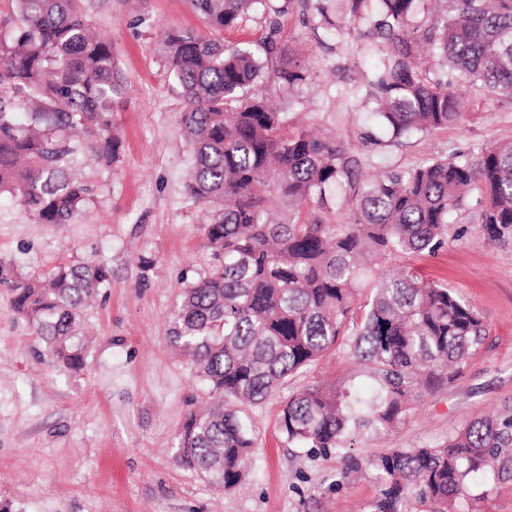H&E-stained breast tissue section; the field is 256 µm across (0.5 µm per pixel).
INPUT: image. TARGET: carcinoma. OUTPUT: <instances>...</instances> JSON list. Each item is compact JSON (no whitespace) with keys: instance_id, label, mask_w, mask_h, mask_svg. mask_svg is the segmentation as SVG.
Segmentation results:
<instances>
[{"instance_id":"cac0c4a2","label":"carcinoma","mask_w":512,"mask_h":512,"mask_svg":"<svg viewBox=\"0 0 512 512\" xmlns=\"http://www.w3.org/2000/svg\"><path fill=\"white\" fill-rule=\"evenodd\" d=\"M0 16V195L40 224H70L92 200L79 174L87 154L105 167L121 155L112 122V42L91 32L85 0H13ZM320 21L354 34L379 61L352 89L372 105L393 142L460 125L462 92L474 109L512 98V0H341ZM210 34L173 30L167 65L180 89V121L191 148L189 198L209 206L207 271L186 284L170 343L194 359L215 403L188 414L176 462L226 490L246 477L261 403L288 377L344 347L357 369L339 384L288 399L279 427L288 445L346 456L364 433L404 425L412 400L460 376L482 346L483 318L448 287L404 266L373 280L369 267L406 253L435 254L465 214L489 241L512 245V141L450 152L363 177L351 145L288 127L257 90L263 76L293 92L309 75L276 37L258 49L224 42L265 0H188ZM437 69L456 75L448 84ZM478 207H471L473 195ZM276 196L288 212L275 218ZM110 279L100 263L61 264L43 281L13 284L15 313L51 358L84 366L77 342L92 297ZM512 461V412L488 416L423 448H394L371 462L381 489L368 512H453L477 481H496Z\"/></svg>"}]
</instances>
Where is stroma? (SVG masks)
Listing matches in <instances>:
<instances>
[{"label": "stroma", "instance_id": "35a3bbf8", "mask_svg": "<svg viewBox=\"0 0 512 512\" xmlns=\"http://www.w3.org/2000/svg\"><path fill=\"white\" fill-rule=\"evenodd\" d=\"M268 4L281 9V40L311 75L291 93L260 84L289 126L339 137L373 155L379 168L512 140V102L498 99L463 125L367 143L370 110L343 92L370 73L373 49L355 35L337 37L298 5ZM87 9L117 61L123 92L112 111L123 150L114 167L86 168L93 200L74 223H36L15 199L0 197V503L10 512H366L380 491L373 472H346L333 455L307 457L279 429L290 396L352 371L341 347L254 407L256 441L241 486L224 489L176 464L186 416L208 401L209 390L168 341V329L180 289L207 270L210 253L206 211L186 193L191 151L163 33L204 26L187 0H88ZM450 230L439 253L405 254L393 264L462 296L489 333L460 377L415 399L405 426L360 435L351 450L359 463L436 444L512 410V246L490 242L481 224L465 219ZM91 260L104 262L111 279L84 312L86 362L73 373L51 361L13 312L11 283ZM462 512H512V474L483 486Z\"/></svg>", "mask_w": 512, "mask_h": 512}]
</instances>
